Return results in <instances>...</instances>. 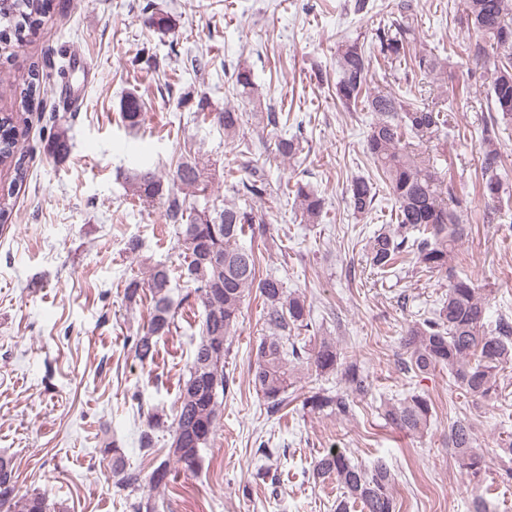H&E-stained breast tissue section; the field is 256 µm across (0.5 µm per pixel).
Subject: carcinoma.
<instances>
[{"mask_svg":"<svg viewBox=\"0 0 512 512\" xmlns=\"http://www.w3.org/2000/svg\"><path fill=\"white\" fill-rule=\"evenodd\" d=\"M53 0H0V53L23 43L50 13ZM397 18L375 30L372 48L365 49L357 40L343 39L336 48L338 79L335 95L346 106L364 105L376 114L367 135L366 155L373 161L377 178L358 177L347 187L353 213L368 216L376 210L380 186H385L392 201L395 223L377 231L368 242L369 265L385 272L399 260L413 256L416 267L427 273L448 278V292L431 315L409 325L401 338L408 356V366L420 373L436 368L451 371L454 384L474 401L492 397L497 371L512 362V319L500 316L494 328L485 322L488 303L476 284L457 275L455 248L467 234L457 208L448 206L442 195L455 199L452 184L438 171L435 159L423 150L427 143L451 131L449 114L425 98L405 100L392 92L371 91V54L376 52L390 65L404 67L405 78L423 88L438 78L444 59L432 51H411L415 42L417 12L414 0H398ZM460 23L470 33L465 45L466 59L482 70L488 80V93L493 103L492 114L485 119L480 138L482 151L481 185L488 211L494 219L504 193L502 160L498 142L500 123L512 121V0H465ZM242 104L226 106L214 114V121L232 138L249 124L254 81L251 71L234 73ZM23 109H30L40 95L37 70L15 85ZM147 108L135 94L121 101V118L131 128L145 123ZM67 128L59 124L46 142L47 152L55 158L68 153ZM19 130L11 113H0V166L13 172L11 181L0 187V223L12 212V199L17 187L27 179L24 155L19 152ZM275 151L290 158L302 150V140L279 138ZM133 195L149 203L164 200L165 217L175 228L184 252L180 278L194 289L203 309L200 339L188 376L179 387L176 413L169 430L168 456L193 469L201 460L202 449L208 447L220 416V397L229 388L224 373V357L229 352V337L236 331L237 321L246 295L253 289L264 303V323L270 335L256 348L251 382L264 399L267 412H279L287 404L288 387L297 382L298 372L306 368L319 375L340 370L341 387L336 391L321 389L304 397L302 408L311 411L329 409L336 416L353 414L355 398L370 391L369 374L355 361L338 366L340 353L329 336L320 337L311 348L291 339L295 330L312 327L306 298L287 291L284 283L259 275L255 250L241 245L247 235L256 236V225L263 223L253 204L268 195V182L256 167L251 178L232 186L234 200L222 207H199L197 197L209 186L208 164L199 154L181 155L164 181L151 168L133 172L130 178ZM295 200L305 224L323 220L324 199L300 183L294 185ZM151 294L152 305L146 327L135 337L133 351L142 362L153 359L156 339L167 336L176 327V306L169 294L170 275L166 267L154 265L147 278H133L126 284L128 299L140 289ZM432 417V403L413 394L386 406L384 419L394 429L420 434ZM161 417L151 413L147 430L140 437L141 448L155 447V431ZM472 425L466 420L453 423L448 444L456 452L462 468L476 481L482 471L483 455L474 447ZM103 453L112 454V468L117 476L116 488L135 492L141 479L121 466L115 446ZM316 477L334 476L344 494L360 504L361 512H396L393 476L383 460L365 469L346 456L332 450L315 460ZM0 512H51L41 492L20 495L10 463L0 458Z\"/></svg>","mask_w":512,"mask_h":512,"instance_id":"1","label":"carcinoma"}]
</instances>
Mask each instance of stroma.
Wrapping results in <instances>:
<instances>
[{
  "label": "stroma",
  "mask_w": 512,
  "mask_h": 512,
  "mask_svg": "<svg viewBox=\"0 0 512 512\" xmlns=\"http://www.w3.org/2000/svg\"><path fill=\"white\" fill-rule=\"evenodd\" d=\"M366 13L354 0H54L28 42L0 59V113H14L29 175L14 199L12 217L0 226V457L13 465L19 493H47L61 512H133L117 495L111 459L101 448L116 443L126 469L149 476L165 457L169 435L152 450L140 446L150 413L171 414L193 359L202 320L197 300L172 279V298L183 306L171 335L159 337L153 361L140 363L131 340L148 318L149 292L128 300V279L160 264L183 261L163 201L143 205L126 177L148 163L168 173L188 147L209 161L207 204L232 194L227 177L248 178L235 166L246 155L270 182V194L254 206L264 233L243 238L260 258L261 276L285 282L304 295L314 327L335 337L342 361L365 368L372 386L352 417L303 410L304 393L339 387V374L308 372L288 390V404L267 415L251 383L257 344L266 336L263 303L250 294L231 338L224 371L231 379L221 419L196 470L170 464L161 488L164 512H334L340 491L334 480L313 476L315 459L328 450L371 467L384 460L395 472L400 512H512V484L499 472L501 437L512 434V366L498 372L491 399L473 402L448 371L408 373L399 338L408 324L432 310L448 290L437 274H416L412 262L382 274L366 261L369 238L391 220L392 204L379 195L376 212L362 217L347 204L353 178L373 166L365 139L373 121L337 102L336 45L344 38L370 43L394 0H372ZM172 15L173 30L145 23L146 4ZM416 49H433L448 63L427 89L430 100L452 97L449 136L436 165L451 176L468 216V234L456 249L455 269L471 277L488 301V323L512 317V206L486 223L475 186L480 171V126L490 99L480 71L459 55L467 29L454 22L462 0H417ZM81 56L92 76L74 72ZM205 68L187 69L191 58ZM251 70L254 96L278 125L246 126L234 141L195 116L200 98L223 111L239 101L233 71ZM38 69L41 103L19 110L15 79ZM469 84L468 94L452 89ZM141 95L149 112L143 125L120 117L126 93ZM82 97L78 111L64 113V94ZM67 123L70 150L63 160L45 143ZM301 135L303 151L285 159L267 140ZM303 183L325 200L322 224L295 218L285 185ZM139 242L138 254L128 251ZM412 393L427 396L433 416L423 435L400 432L383 417L386 403ZM468 419L487 463L472 488L448 444L452 424Z\"/></svg>",
  "instance_id": "obj_1"
}]
</instances>
